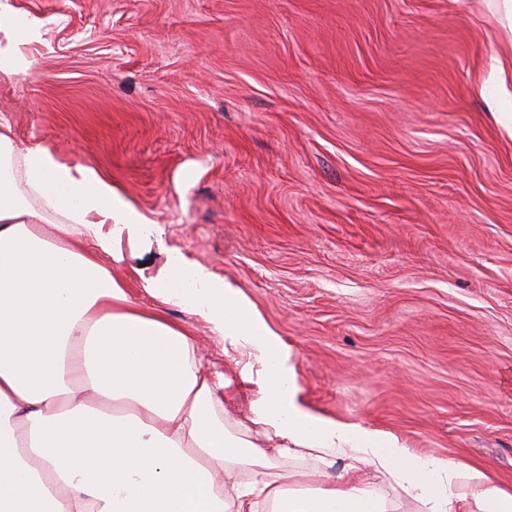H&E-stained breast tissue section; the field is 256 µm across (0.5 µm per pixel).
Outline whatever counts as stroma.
I'll return each instance as SVG.
<instances>
[{"mask_svg": "<svg viewBox=\"0 0 512 512\" xmlns=\"http://www.w3.org/2000/svg\"><path fill=\"white\" fill-rule=\"evenodd\" d=\"M14 143L108 176L295 353L304 405L512 488V31L493 0H0ZM44 23L25 41L32 20ZM510 68L500 78L496 67ZM192 323L212 370L223 345ZM30 62L17 48L6 49L0 55V73L4 75L17 74L24 71Z\"/></svg>", "mask_w": 512, "mask_h": 512, "instance_id": "obj_1", "label": "stroma"}]
</instances>
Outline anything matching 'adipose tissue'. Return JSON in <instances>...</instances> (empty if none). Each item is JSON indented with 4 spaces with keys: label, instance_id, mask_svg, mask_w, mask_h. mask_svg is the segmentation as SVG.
I'll use <instances>...</instances> for the list:
<instances>
[{
    "label": "adipose tissue",
    "instance_id": "1",
    "mask_svg": "<svg viewBox=\"0 0 512 512\" xmlns=\"http://www.w3.org/2000/svg\"><path fill=\"white\" fill-rule=\"evenodd\" d=\"M146 230L166 233L108 177L0 132V512H387L370 471L424 512H512L487 471L308 410L292 348L208 267L171 253L144 281L149 304L133 300L112 267ZM171 306L223 343L235 380ZM239 397L249 420L232 424ZM334 451L356 480L294 491L274 464Z\"/></svg>",
    "mask_w": 512,
    "mask_h": 512
}]
</instances>
